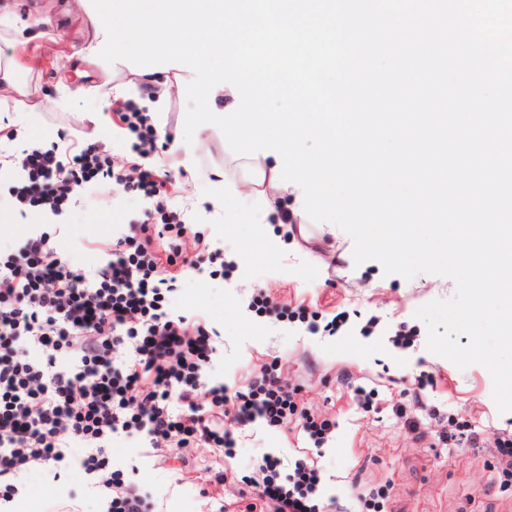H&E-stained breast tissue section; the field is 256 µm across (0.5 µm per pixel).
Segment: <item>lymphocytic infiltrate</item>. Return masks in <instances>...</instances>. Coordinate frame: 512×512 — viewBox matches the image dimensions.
<instances>
[{
	"mask_svg": "<svg viewBox=\"0 0 512 512\" xmlns=\"http://www.w3.org/2000/svg\"><path fill=\"white\" fill-rule=\"evenodd\" d=\"M43 148L18 142L0 114V170L11 173L8 204L43 224L0 247V512L22 477L52 470L54 481L79 468L96 489L102 512H157L154 498L113 469V436L138 441L150 456L194 460L208 448L232 457L234 433L256 421L298 422L315 447L336 424L296 409L276 366L261 368L238 389L207 375L220 334L203 316L171 309L187 274L232 276L224 258L173 205V179L158 164L153 116L133 98L112 102V138L122 158L76 130H59ZM140 196L144 217L112 239L90 244L98 262L73 264L60 247L65 216L80 189ZM267 454L243 479L253 495L247 512H321L320 469L296 461L281 473Z\"/></svg>",
	"mask_w": 512,
	"mask_h": 512,
	"instance_id": "lymphocytic-infiltrate-1",
	"label": "lymphocytic infiltrate"
}]
</instances>
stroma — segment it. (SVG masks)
I'll use <instances>...</instances> for the list:
<instances>
[{
	"label": "stroma",
	"mask_w": 512,
	"mask_h": 512,
	"mask_svg": "<svg viewBox=\"0 0 512 512\" xmlns=\"http://www.w3.org/2000/svg\"><path fill=\"white\" fill-rule=\"evenodd\" d=\"M28 9L40 21L37 37L10 45L0 25V57L8 58L18 80L31 81L41 96L53 99L54 53L86 45L95 26L77 0H28ZM184 111L180 96L171 95L156 121L158 130L174 135L165 149L178 159L174 202L190 206L195 223L233 257L237 270L221 283L206 276L184 278L172 307L179 314L204 315L220 331L223 343L208 370L212 379L242 385L261 366L278 364L281 380L297 391L299 408L331 419L336 428L318 449L299 429L258 422L239 435L234 459L225 461L204 449L192 465L171 470L154 467L144 448L118 436L110 445L113 468L133 474L160 512H202L200 491L209 476L221 471L228 476L225 494H239L243 477L267 454L278 456L287 469L299 459L316 461L323 474L324 512H368V500L381 488L389 491L384 512H512V472L502 471L492 446L496 436L512 437V411L499 412L485 367L462 370L430 352L426 328L414 316L432 300L451 298L454 281L427 273L410 280L388 275L373 260L354 264L351 237L332 224H317L314 242L284 240L280 225L266 222L246 195L208 209L224 173V142L198 130L192 143H185L183 123L169 121L171 113ZM68 122L82 125L90 141L109 143L111 153H121V146L111 142L109 109L91 97H75L62 108L43 107L38 121L19 129L18 138L48 144ZM207 153L211 162L200 164ZM143 211V202L130 194L93 198L79 192L65 228L67 256L94 265L96 257L85 242L112 238L119 223ZM282 240L287 248H279ZM260 290L326 318L342 316L346 323L336 334L313 335L297 320L255 314L248 303ZM372 318L376 328L363 334ZM400 328L415 333L412 346L392 345L390 338ZM423 372L436 384L421 392L415 379ZM358 386L376 390L374 411L358 409ZM452 417L467 425L478 446L443 445L441 435L449 431ZM22 485L12 512H51L49 470L29 473Z\"/></svg>",
	"instance_id": "1"
}]
</instances>
